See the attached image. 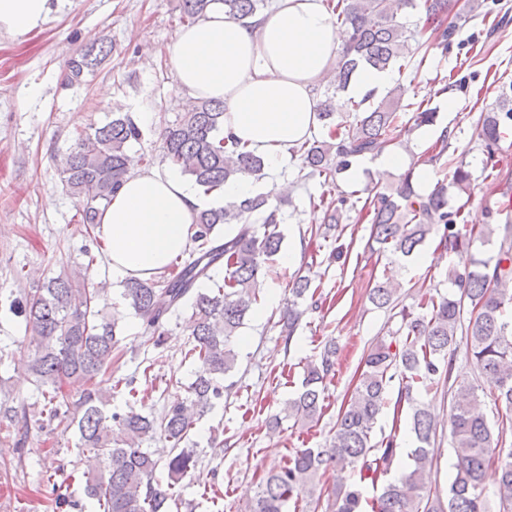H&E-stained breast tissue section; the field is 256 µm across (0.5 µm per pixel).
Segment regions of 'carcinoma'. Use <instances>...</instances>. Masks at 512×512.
Wrapping results in <instances>:
<instances>
[{"mask_svg":"<svg viewBox=\"0 0 512 512\" xmlns=\"http://www.w3.org/2000/svg\"><path fill=\"white\" fill-rule=\"evenodd\" d=\"M224 5V14L243 21L270 6V0H180L181 18L194 23L205 17L212 5ZM496 3L468 0L467 14L454 12L453 0H336L328 4L336 19L350 32L338 51L329 73L334 92H345L362 68L403 72L411 61L409 40L422 34L400 18L421 10L431 26L426 40L429 50L464 46L459 39L467 19L479 11L488 15ZM88 47L70 58L63 72L67 84L79 83L99 62ZM410 87L399 82L388 96L374 105V94L348 100L343 118L336 99L318 100L317 119L326 139H305L293 149L308 175L322 179L325 190L310 198L325 211L324 227L308 230L310 236L327 232L349 220L356 202L336 192L337 176L360 157L377 155L400 143L407 132L437 123L438 112L417 103L407 122H401L400 103ZM499 109L480 114L477 140L485 152L484 170L495 182L501 201L489 214L512 207V178L496 173V151L512 134V82L499 86ZM142 137V130L127 112L112 113V120L92 127L61 160L63 187L80 204L82 223L93 231L97 218L109 205L127 173L132 158L129 145ZM159 163L178 168L205 192L219 191L230 179L266 177L262 156L224 136V103L201 100L160 131ZM415 168L401 174L386 191L366 198L361 210L370 224L368 247L373 254L390 253L410 258L431 237L455 254L458 262L448 266V282L457 293L439 299L430 297L418 309L397 307L390 281L371 289L370 300L378 309L400 318L398 337L378 342L361 360L360 373L351 395L341 405L328 448H301L285 464L268 472L257 483V492L246 512H284L287 503L299 512H512V441L504 424L512 422V225L502 228L499 251L488 259L472 254L474 229L467 228L463 207L448 203V188L465 192L473 175L465 165L456 166L451 180L436 182L420 193L414 181ZM281 203L260 193L227 203L219 210L200 213L194 224L188 258L176 257L163 273L149 279H133L123 288L135 315L142 322L146 343L155 348L170 334L165 316L191 309V348L186 357L200 363L186 392L203 412L223 399L224 378L233 371L238 354L234 338L245 317L260 301L258 274L266 261L281 250ZM312 278L297 275L288 283L280 323L286 336L294 335L301 318L320 308L307 297ZM110 290L87 288L68 267L61 266L41 286L32 288L10 306L24 316L25 333L33 348L28 366L34 391L43 398L38 411L39 428L70 431L78 436L79 460L88 463L85 495L98 509L85 510L80 500L56 497L54 503L71 512H174L179 498L172 491L196 465L190 448L195 419L176 403L161 416L144 415L133 380L112 381V357L121 342L119 318L109 315ZM464 336V345L457 335ZM464 348L466 362L490 379L482 393L494 408L496 421L476 411L473 400L479 386L458 379V351ZM337 347L326 341L318 360L307 365L301 389L285 403L284 418L306 425L317 424L326 405L327 380L335 375ZM398 381L394 412L409 410V431L416 447L404 476L383 485L382 492L367 500L358 483L375 485L388 474L397 454L392 436L372 441L378 416L388 405V390ZM79 384V393L65 390ZM448 385L452 403L448 418L453 451L448 478V503L431 496L435 418L418 399L439 385ZM125 387L132 404L126 411L110 408L112 391ZM29 417V406L0 403V427L10 428L19 418ZM160 439L169 445L164 456L142 447ZM167 471L163 484L159 469ZM495 469V490H487L488 469ZM350 470L327 492L317 491V481L331 470Z\"/></svg>","mask_w":512,"mask_h":512,"instance_id":"obj_1","label":"carcinoma"}]
</instances>
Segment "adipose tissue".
Listing matches in <instances>:
<instances>
[{"label":"adipose tissue","instance_id":"ef3b65f1","mask_svg":"<svg viewBox=\"0 0 512 512\" xmlns=\"http://www.w3.org/2000/svg\"><path fill=\"white\" fill-rule=\"evenodd\" d=\"M273 2L272 9L245 23L228 18L223 5H216L183 28L168 50L173 94L222 101L225 132L247 142L270 171L315 131L313 89L346 40L325 0ZM51 12L52 0H0V33L21 36L38 30ZM257 189L245 176L207 195L175 169L129 170L99 219L113 294H120L128 280L164 272L188 249L198 212Z\"/></svg>","mask_w":512,"mask_h":512}]
</instances>
